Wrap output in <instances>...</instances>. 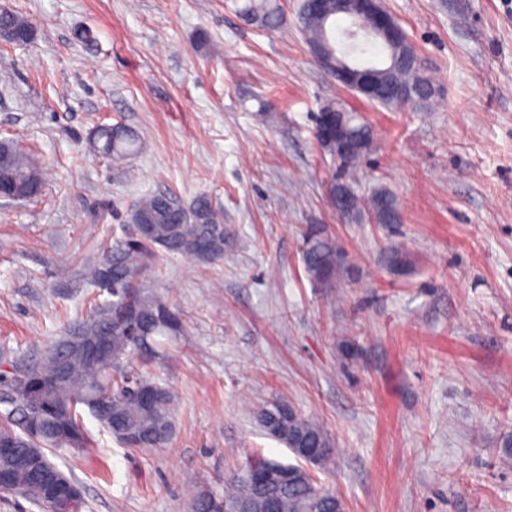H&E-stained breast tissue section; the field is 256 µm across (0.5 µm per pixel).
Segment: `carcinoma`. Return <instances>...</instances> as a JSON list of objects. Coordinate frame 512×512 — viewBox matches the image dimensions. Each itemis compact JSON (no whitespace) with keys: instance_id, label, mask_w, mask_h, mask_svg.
Returning a JSON list of instances; mask_svg holds the SVG:
<instances>
[{"instance_id":"cac0c4a2","label":"carcinoma","mask_w":512,"mask_h":512,"mask_svg":"<svg viewBox=\"0 0 512 512\" xmlns=\"http://www.w3.org/2000/svg\"><path fill=\"white\" fill-rule=\"evenodd\" d=\"M244 21L267 30L285 23L277 0H244L238 8ZM336 15L335 0H321L313 8L301 4L298 19L307 43L326 44L330 39L327 18ZM36 26L28 17L11 9L0 10V41L23 45L34 40ZM412 87L429 102L433 97L417 66L397 68L384 77L375 104L402 108L391 82ZM344 150L336 152V139L321 148L333 156L340 170L332 184L330 199L337 211L354 217L366 210L378 224L400 223L393 195L385 189L362 200L353 191L347 175L355 172L374 139L372 128L347 112L341 130ZM93 150L112 161L123 160L140 149L139 136L124 124L97 126L89 138ZM9 175L16 189L31 198L41 195L45 173L31 163L30 155L15 141H0V178ZM125 237L99 247L98 257L85 267L92 285L106 277L112 281V302L94 306L89 314L65 324L64 336L46 350L43 361L11 360L13 372L0 377V445L15 449L0 453V473L12 480L10 492L22 495L43 512H55L53 499L37 479V473L53 476L77 488L47 456L58 448L89 447L83 413L120 443L137 448H158L171 439L174 424L172 389L157 382L145 370L144 357L160 359L177 345L183 324L169 302L144 288L138 280L148 266L163 254L193 260H221L229 230L211 202L197 197L189 207L170 196L152 194L133 202ZM405 246L392 247L385 256L390 271L404 268ZM305 269L318 284L331 286L346 274L345 256L336 240L315 228L306 236ZM258 421L263 431L285 445L296 457L302 449L316 450L312 466L325 469L334 459V448L324 429L312 418L285 402L262 410ZM278 469L292 473L270 489L258 487L253 469ZM237 502L248 512H341L343 501L323 489L303 466L269 459L251 461L241 475L229 477L224 495L199 489L191 500V512H218Z\"/></svg>"}]
</instances>
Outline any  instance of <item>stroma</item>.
I'll return each mask as SVG.
<instances>
[{"label": "stroma", "instance_id": "stroma-1", "mask_svg": "<svg viewBox=\"0 0 512 512\" xmlns=\"http://www.w3.org/2000/svg\"><path fill=\"white\" fill-rule=\"evenodd\" d=\"M37 29L0 44V138L48 180L40 199L0 200V350L34 363L97 289L86 261L124 236L140 197L200 195L233 236L223 260L162 258L145 288L185 333L154 364L175 393L162 448H130L85 417L89 448L50 459L82 490L81 512H189L253 455L294 463L257 416L283 400L337 450L316 472L345 512H512V0H385L437 94L392 111L346 91L298 25L245 23L233 0H6ZM88 27L94 42L75 41ZM330 101L375 139L352 186L388 189L397 224L345 218L337 162L314 137ZM139 132L113 162L87 135ZM342 245L349 272L317 285L304 234ZM407 241L406 271L383 264Z\"/></svg>", "mask_w": 512, "mask_h": 512}]
</instances>
